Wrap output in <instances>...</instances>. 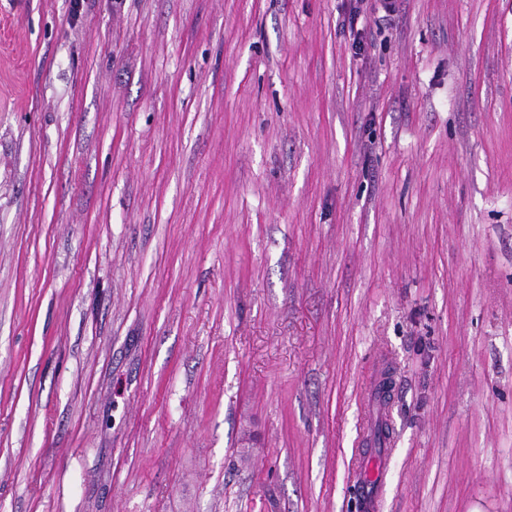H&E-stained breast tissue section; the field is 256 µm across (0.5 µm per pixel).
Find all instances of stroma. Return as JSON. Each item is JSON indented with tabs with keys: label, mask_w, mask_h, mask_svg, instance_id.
Here are the masks:
<instances>
[{
	"label": "stroma",
	"mask_w": 512,
	"mask_h": 512,
	"mask_svg": "<svg viewBox=\"0 0 512 512\" xmlns=\"http://www.w3.org/2000/svg\"><path fill=\"white\" fill-rule=\"evenodd\" d=\"M352 7L0 0V512H512V0Z\"/></svg>",
	"instance_id": "obj_1"
}]
</instances>
